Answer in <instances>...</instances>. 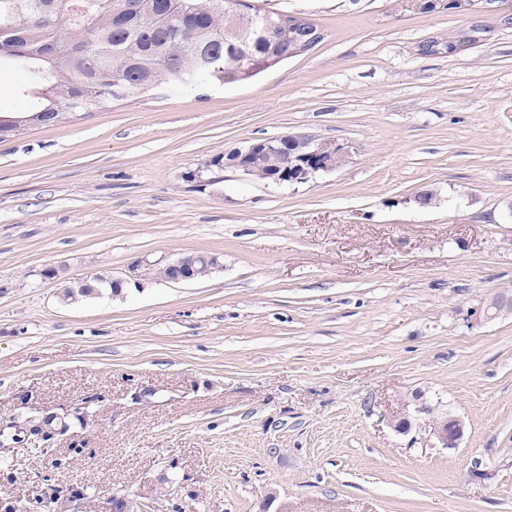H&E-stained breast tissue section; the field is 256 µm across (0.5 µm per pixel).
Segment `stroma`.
Returning <instances> with one entry per match:
<instances>
[{
    "label": "stroma",
    "instance_id": "1",
    "mask_svg": "<svg viewBox=\"0 0 512 512\" xmlns=\"http://www.w3.org/2000/svg\"><path fill=\"white\" fill-rule=\"evenodd\" d=\"M253 2L323 41L0 142V434L43 429L0 459V498L512 512V313L472 317L512 296V0ZM478 21L479 43L419 55ZM299 132L358 151L295 187L207 166ZM198 252L219 269L159 276ZM96 274L122 291L60 301ZM446 415L455 448L428 434Z\"/></svg>",
    "mask_w": 512,
    "mask_h": 512
}]
</instances>
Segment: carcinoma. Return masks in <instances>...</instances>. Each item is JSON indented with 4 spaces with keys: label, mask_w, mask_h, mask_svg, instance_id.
<instances>
[{
    "label": "carcinoma",
    "mask_w": 512,
    "mask_h": 512,
    "mask_svg": "<svg viewBox=\"0 0 512 512\" xmlns=\"http://www.w3.org/2000/svg\"><path fill=\"white\" fill-rule=\"evenodd\" d=\"M17 0H0V71L20 77L23 87L17 107L3 112L0 124L6 138L30 125H50L68 111H89L119 98L112 80L120 78L123 92L150 91L161 85L194 90L211 81L240 82L268 69L277 57L286 60L288 33L271 30L259 37V15L231 9L216 10L214 0H153L154 11L166 17L154 24L141 0H91L75 32L56 22L71 11L74 0H51L52 19ZM483 28L460 29L442 42L454 49L461 36L474 45ZM57 55L44 61L52 46ZM110 276H95L89 283L64 289V299L78 300L113 288Z\"/></svg>",
    "instance_id": "cac0c4a2"
}]
</instances>
